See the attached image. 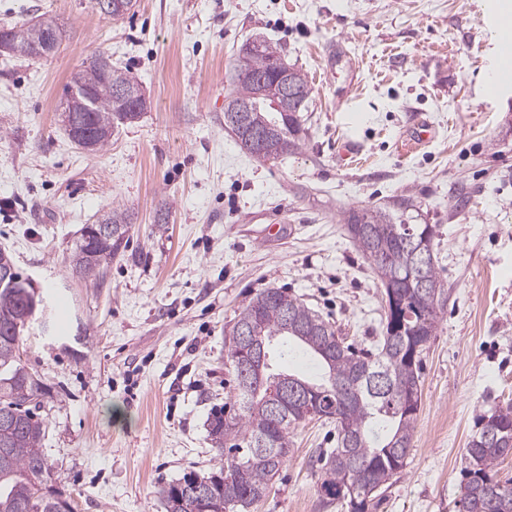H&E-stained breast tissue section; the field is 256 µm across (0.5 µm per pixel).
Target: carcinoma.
I'll list each match as a JSON object with an SVG mask.
<instances>
[{"label": "carcinoma", "instance_id": "cac0c4a2", "mask_svg": "<svg viewBox=\"0 0 512 512\" xmlns=\"http://www.w3.org/2000/svg\"><path fill=\"white\" fill-rule=\"evenodd\" d=\"M38 25L37 21L8 27L6 50L21 57L36 56L33 41ZM102 58L111 56L95 55L71 78L74 88L80 81L86 85V97L79 98L74 110L68 100L62 106L65 131L77 146L82 142L73 135V117L89 115L99 126L97 152L109 145L115 129L142 116L133 111L126 97L115 93L121 86L139 92V83L119 69L112 70L110 79L99 75L97 62ZM275 64L290 73L295 90L279 97L273 108L257 97L252 77L270 73ZM231 81L232 89L224 100V128L241 151L274 163L302 149L308 138L303 113L308 111L312 88L307 76L285 61L280 45L264 38L244 43L232 65ZM245 101L255 107L244 126L233 106ZM419 211L413 199L400 197L383 207L350 208L340 214L349 237L372 263L381 284L400 285L403 307L384 313L382 336L374 348L358 349L346 343L336 336L330 322L281 288L263 289L239 310L226 334L237 408L213 414L207 429L217 451V466L206 476L191 472L159 487L165 509H202L196 497L180 490L183 481L209 491L208 508L213 512H221L226 504L231 512H250L266 495L286 461L284 456L273 455L272 449L292 447L294 431L305 423L287 393L270 400L268 390L282 379L315 391L323 403L321 418L336 423L337 447L321 455L320 492L326 502L347 498L353 512H363L367 499L404 468L420 405L407 406L402 397L410 391L422 392V381L420 363L409 357L416 333L402 327L403 313L410 311L423 318L422 325L435 329L449 297L434 258L425 268L426 288L408 282L415 270L414 242L433 228L412 223V213ZM133 220L129 209L112 207L102 216L112 226V237L96 249L87 243L92 225H86L73 253V270L95 285L100 268L112 258L136 259L128 253ZM33 292L32 288H0V512H69L70 499L56 488L54 465L42 448L43 422L32 411V404L49 389L29 370L20 353L24 331L43 317V307L32 304ZM241 328L265 344L267 355L261 378L248 383L239 368L236 336ZM292 354L309 360L315 374L308 378L275 367L276 359ZM486 418L502 424V438L512 442L511 403L483 412L477 423ZM475 438L474 433L467 445L473 446ZM504 457L500 448L478 445L464 450L463 512H512V485L497 478L496 467Z\"/></svg>", "mask_w": 512, "mask_h": 512}]
</instances>
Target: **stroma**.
Instances as JSON below:
<instances>
[{
	"mask_svg": "<svg viewBox=\"0 0 512 512\" xmlns=\"http://www.w3.org/2000/svg\"><path fill=\"white\" fill-rule=\"evenodd\" d=\"M500 0H136L123 19L92 0H0V27L55 19L57 51H0V248L65 332L33 325L24 360L51 394L44 448L74 512H165L159 486L210 472L213 408L233 394L225 333L274 286L347 343L379 335L382 287L339 214L406 195L436 225L450 288L423 355L406 467L365 512H461L462 454L480 413L512 403V87L491 93ZM280 44L312 87L309 137L264 163L224 128L230 69L246 39ZM347 50L326 76L333 46ZM111 55L149 99L102 151L72 143L58 106L91 56ZM429 140L404 137L419 124ZM357 159L337 162L343 138ZM135 214L130 248L98 286L70 257L112 206ZM168 206L165 226L155 214ZM336 426L311 421L251 512L324 505L318 456Z\"/></svg>",
	"mask_w": 512,
	"mask_h": 512,
	"instance_id": "obj_1",
	"label": "stroma"
}]
</instances>
